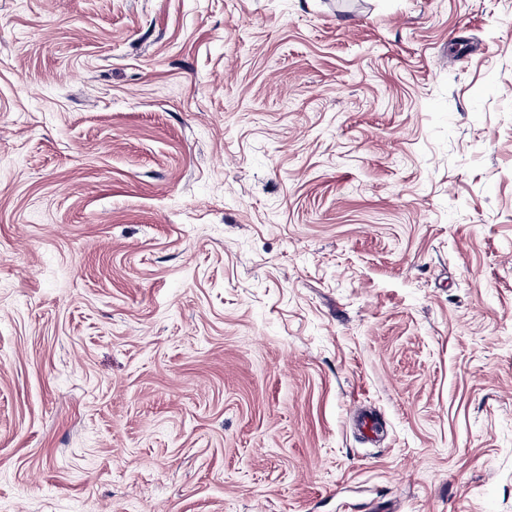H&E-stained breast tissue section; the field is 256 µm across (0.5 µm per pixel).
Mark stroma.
<instances>
[{
  "label": "stroma",
  "instance_id": "1",
  "mask_svg": "<svg viewBox=\"0 0 512 512\" xmlns=\"http://www.w3.org/2000/svg\"><path fill=\"white\" fill-rule=\"evenodd\" d=\"M0 512H512V0H0Z\"/></svg>",
  "mask_w": 512,
  "mask_h": 512
}]
</instances>
